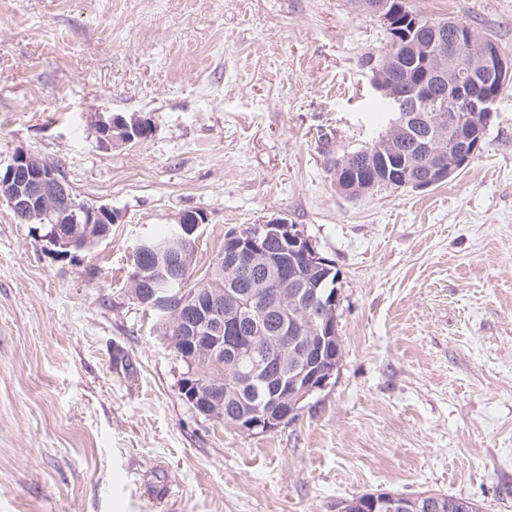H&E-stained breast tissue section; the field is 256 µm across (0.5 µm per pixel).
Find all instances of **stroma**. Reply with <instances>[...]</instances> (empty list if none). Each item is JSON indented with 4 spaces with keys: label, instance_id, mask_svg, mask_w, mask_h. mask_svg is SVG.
Here are the masks:
<instances>
[{
    "label": "stroma",
    "instance_id": "stroma-1",
    "mask_svg": "<svg viewBox=\"0 0 512 512\" xmlns=\"http://www.w3.org/2000/svg\"><path fill=\"white\" fill-rule=\"evenodd\" d=\"M512 56V0H410ZM353 0H0V165L56 163L119 214L64 254L0 201V512H340L368 492L512 512V85L480 152L426 191H337L376 140ZM96 112L151 120L98 147ZM185 211L200 278L228 230L283 218L340 277L341 358L299 416L246 436L179 394L184 365L127 285Z\"/></svg>",
    "mask_w": 512,
    "mask_h": 512
}]
</instances>
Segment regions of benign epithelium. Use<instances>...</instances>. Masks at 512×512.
I'll return each instance as SVG.
<instances>
[{
  "instance_id": "obj_1",
  "label": "benign epithelium",
  "mask_w": 512,
  "mask_h": 512,
  "mask_svg": "<svg viewBox=\"0 0 512 512\" xmlns=\"http://www.w3.org/2000/svg\"><path fill=\"white\" fill-rule=\"evenodd\" d=\"M377 14L384 27L394 15L387 12L385 0H362ZM426 30V36L403 44V54L423 69V81L411 94L394 93L385 81L387 58L371 72L374 92L388 101V136L377 147L381 162L370 175L344 176L347 160L337 162L333 171L340 189L357 196L378 187H412L425 190L447 180L465 167L481 150L493 107L504 86L512 80V62L493 43L478 38L456 20L424 23L418 19L412 28ZM471 49L468 64L448 65L446 47ZM92 127L98 144L106 149L123 148L152 136L151 121L141 115L97 112ZM418 145L420 155L395 150L398 142ZM0 200L28 222L41 223L44 237L62 249L74 245L86 248L107 237L119 215L106 204L93 205L76 200L59 172L26 151H17L10 163L0 167ZM205 223L203 215L185 212L178 218V229L167 250L172 279L145 280L146 271L136 264L129 275V291L142 305L152 304L167 313L176 332L193 338L184 351L192 357L220 352L224 332L236 333L254 316L278 311L285 302L306 306L304 315L291 319L280 336H266L265 343L282 352L278 364L288 363L280 375L290 398L279 407H253L238 421L247 435L260 434L293 420L301 403L327 387L339 362L341 348L336 338V312L339 291L328 298L311 287V280L297 272L288 277V294L269 291L252 295L235 294L205 286L188 291L184 280L195 260V234ZM265 230L288 242V257L300 255L315 271L327 264L312 242L293 224L282 219L267 222ZM236 257L237 269L250 273L266 264L267 239L261 232L227 237ZM150 287H145L144 282ZM228 349L235 358L247 359L253 373L272 365L259 344L230 338ZM182 391L189 392L195 410L205 416L217 414L224 404V388L190 371L183 376ZM447 512L448 501L430 493L408 497L395 492L365 493L345 503L341 512Z\"/></svg>"
}]
</instances>
